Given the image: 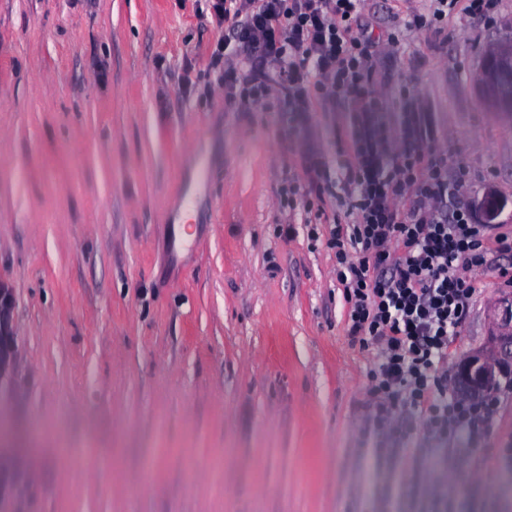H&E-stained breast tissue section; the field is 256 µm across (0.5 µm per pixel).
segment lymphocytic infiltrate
Wrapping results in <instances>:
<instances>
[{"label": "lymphocytic infiltrate", "mask_w": 512, "mask_h": 512, "mask_svg": "<svg viewBox=\"0 0 512 512\" xmlns=\"http://www.w3.org/2000/svg\"><path fill=\"white\" fill-rule=\"evenodd\" d=\"M233 55L216 50L224 97L242 111L281 113L293 123L321 106L347 115L332 153L310 150L286 184L281 206L326 203L343 191L348 222L328 217L325 237L346 304L348 336L373 354L362 436L380 454L420 434L484 437L502 395L470 399L452 387L448 360L478 297L476 272L490 254L512 257V231L489 234L461 197L465 169L449 170L447 134L431 106L391 85L385 62L404 31L441 33L456 8L493 19L495 0H434L431 15L409 13L403 29L374 33L365 0H210ZM395 121H387L388 113Z\"/></svg>", "instance_id": "lymphocytic-infiltrate-1"}]
</instances>
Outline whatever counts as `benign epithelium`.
Wrapping results in <instances>:
<instances>
[{"instance_id": "benign-epithelium-1", "label": "benign epithelium", "mask_w": 512, "mask_h": 512, "mask_svg": "<svg viewBox=\"0 0 512 512\" xmlns=\"http://www.w3.org/2000/svg\"><path fill=\"white\" fill-rule=\"evenodd\" d=\"M479 90L493 107L512 112V42L490 50L477 78ZM512 372V301L500 304L490 348L469 356L455 372L456 385L474 395L495 389L497 379Z\"/></svg>"}]
</instances>
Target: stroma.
Here are the masks:
<instances>
[{"mask_svg": "<svg viewBox=\"0 0 512 512\" xmlns=\"http://www.w3.org/2000/svg\"><path fill=\"white\" fill-rule=\"evenodd\" d=\"M223 37L205 0H0V512H512V403L431 465L397 473L360 444L373 356L307 238L316 207L280 206L345 115L238 111L210 67ZM511 38L498 0L493 23L409 34L392 64L472 210L494 193L508 226L512 118L474 76ZM477 280L452 373L512 299L496 271Z\"/></svg>", "mask_w": 512, "mask_h": 512, "instance_id": "1", "label": "stroma"}]
</instances>
